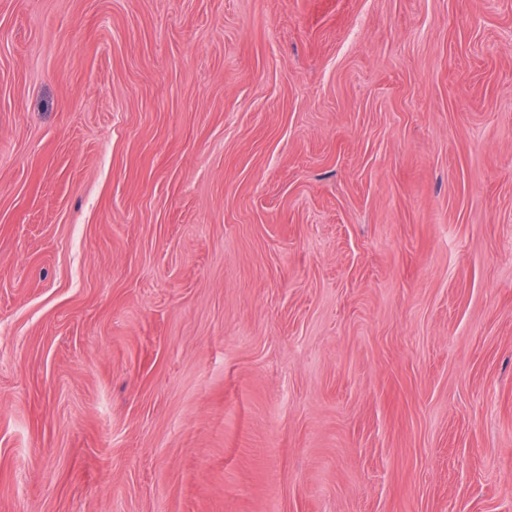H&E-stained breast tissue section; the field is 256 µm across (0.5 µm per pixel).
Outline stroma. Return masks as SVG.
<instances>
[{"label": "stroma", "instance_id": "obj_1", "mask_svg": "<svg viewBox=\"0 0 512 512\" xmlns=\"http://www.w3.org/2000/svg\"><path fill=\"white\" fill-rule=\"evenodd\" d=\"M0 512H512V0H0Z\"/></svg>", "mask_w": 512, "mask_h": 512}]
</instances>
